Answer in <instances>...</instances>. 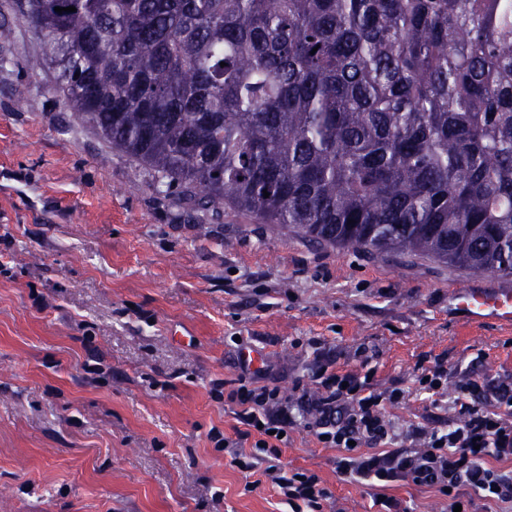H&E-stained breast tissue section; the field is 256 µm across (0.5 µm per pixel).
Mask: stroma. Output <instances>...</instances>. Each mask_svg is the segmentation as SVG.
<instances>
[{
	"label": "stroma",
	"mask_w": 512,
	"mask_h": 512,
	"mask_svg": "<svg viewBox=\"0 0 512 512\" xmlns=\"http://www.w3.org/2000/svg\"><path fill=\"white\" fill-rule=\"evenodd\" d=\"M0 0V512H288L276 485L231 462L250 453L238 384L258 350L266 384L316 392L321 357L407 395L396 434L447 428L466 367L512 374V325L474 322L453 294L512 289L427 257L316 247L233 211L200 220L69 109L39 48ZM368 347L369 362L356 359ZM441 363L445 393L415 389ZM337 449L288 430L285 471L318 475L322 512H374V488L341 474ZM403 512H448L437 489L387 488Z\"/></svg>",
	"instance_id": "35a3bbf8"
}]
</instances>
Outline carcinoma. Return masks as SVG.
I'll return each mask as SVG.
<instances>
[{
	"mask_svg": "<svg viewBox=\"0 0 512 512\" xmlns=\"http://www.w3.org/2000/svg\"><path fill=\"white\" fill-rule=\"evenodd\" d=\"M9 8L31 67L192 212L512 276V0Z\"/></svg>",
	"mask_w": 512,
	"mask_h": 512,
	"instance_id": "carcinoma-1",
	"label": "carcinoma"
}]
</instances>
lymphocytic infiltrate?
Here are the masks:
<instances>
[{"label":"lymphocytic infiltrate","instance_id":"lymphocytic-infiltrate-1","mask_svg":"<svg viewBox=\"0 0 512 512\" xmlns=\"http://www.w3.org/2000/svg\"><path fill=\"white\" fill-rule=\"evenodd\" d=\"M314 378L320 394L302 395L299 403L305 427L324 447L338 449L339 469L379 488L373 504L380 512H397L398 500L384 490L406 479L446 490L452 506L462 504L466 490L487 501L512 502V470L505 468L512 463V376L466 375L450 404L447 429L414 426L406 433L405 448L392 447L386 416L387 406L404 399V390H377L369 377L331 370L326 362ZM227 400L259 433L253 452L234 454L233 465L251 472L278 459L292 423L278 388L251 380L231 390ZM369 444L373 453H364ZM278 488L291 512H320L328 496L318 476L305 471L283 473Z\"/></svg>","mask_w":512,"mask_h":512}]
</instances>
